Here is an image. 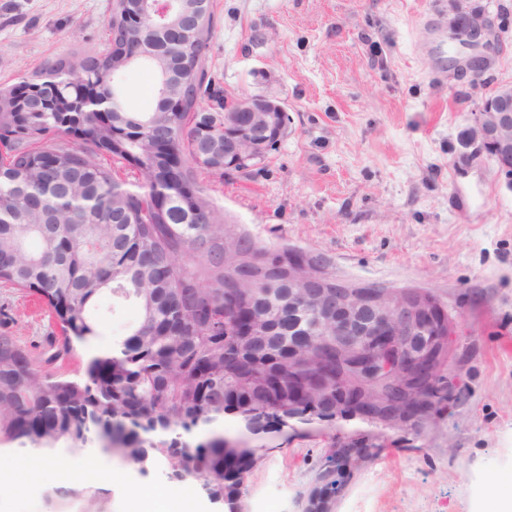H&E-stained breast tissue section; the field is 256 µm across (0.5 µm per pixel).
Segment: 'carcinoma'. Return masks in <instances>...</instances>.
Returning a JSON list of instances; mask_svg holds the SVG:
<instances>
[{
  "label": "carcinoma",
  "mask_w": 512,
  "mask_h": 512,
  "mask_svg": "<svg viewBox=\"0 0 512 512\" xmlns=\"http://www.w3.org/2000/svg\"><path fill=\"white\" fill-rule=\"evenodd\" d=\"M127 64L107 53H92L81 64L87 77L112 93L107 84L113 65ZM74 63L60 59L28 76L33 83L61 93ZM183 90L184 111L167 112L160 99L162 70L154 68L149 92L154 100L145 112L125 107L112 113L129 129L112 138V127L81 121L72 140L56 112L12 110L11 90H0V141L9 143L0 158V285L20 288L43 298L54 315L60 341L49 343V355L36 359L19 339L0 333V449L44 456L81 452L104 430L118 446V458H157L176 480H195L217 495H233L246 507L249 474L256 452L224 447V412L235 397L248 396L256 406L277 405L288 414L291 387L318 373L319 349L329 340L300 337L304 355L290 358L288 349L269 346L259 357L254 349L267 338L290 337L288 309H278L267 295L285 294L283 274L255 261L251 239L242 248L224 244L231 227L218 223L204 189L196 188L195 222L186 212L144 207L137 197L114 190L112 169L98 161L103 150L131 168L150 172L156 161L153 139L168 137L187 156V176L198 169L222 172L220 161H198L195 133L214 123L212 112L199 113L211 91L203 65ZM50 193H45L46 188ZM212 253L227 252L228 268L203 260L197 241ZM249 297L261 315L258 335L230 336L224 330V288ZM109 296L135 310L130 334L110 354L94 357L71 377H54L42 363L74 358L76 347L103 335L93 317L97 303ZM349 390L369 389L382 397L395 377L381 374L373 384L356 370L347 371ZM318 418L336 425V411L350 412V400L336 394L328 380L315 393ZM331 442L315 466L308 501L321 512H334L337 499L355 472L376 459L384 444L374 430L361 434L357 448ZM111 490L84 486L57 488L46 501L61 500L57 512L73 499L82 512H100Z\"/></svg>",
  "instance_id": "obj_1"
}]
</instances>
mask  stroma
<instances>
[{
    "label": "stroma",
    "mask_w": 512,
    "mask_h": 512,
    "mask_svg": "<svg viewBox=\"0 0 512 512\" xmlns=\"http://www.w3.org/2000/svg\"><path fill=\"white\" fill-rule=\"evenodd\" d=\"M507 20L483 75L457 77L434 28L457 11ZM203 66L224 93L283 105L288 131L264 164L199 174L218 219L257 245L325 257L351 283L432 290L460 316L455 363L463 398L413 438L390 432L383 456L352 477L336 512H494L512 467V171L473 136L474 112L512 86V0H212ZM112 0H0V87L61 58L110 45ZM53 329L37 296L0 288V332L33 357ZM331 431L271 428L250 477L249 504L303 512ZM69 485L110 489L169 512L179 481L117 459Z\"/></svg>",
    "instance_id": "obj_1"
}]
</instances>
